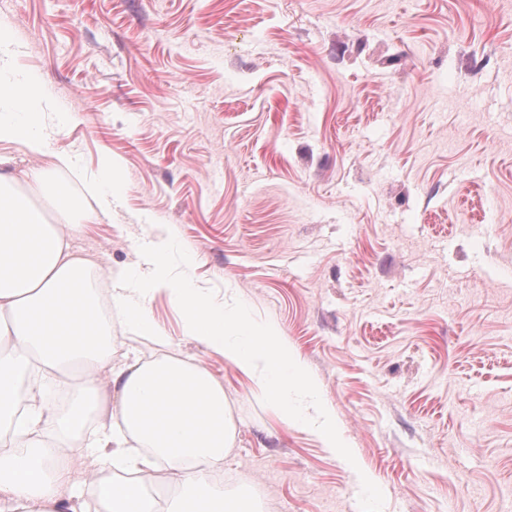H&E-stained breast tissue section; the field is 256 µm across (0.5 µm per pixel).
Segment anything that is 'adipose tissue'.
Masks as SVG:
<instances>
[{
    "label": "adipose tissue",
    "mask_w": 512,
    "mask_h": 512,
    "mask_svg": "<svg viewBox=\"0 0 512 512\" xmlns=\"http://www.w3.org/2000/svg\"><path fill=\"white\" fill-rule=\"evenodd\" d=\"M15 41L0 22V144L22 145L40 166L16 174L0 154V512H262L248 483L225 489L219 476L235 425L224 386L206 368L173 356L114 363L112 324L102 319L65 224L109 214L125 189L120 163L105 158L91 192L97 207L80 208L58 172L77 160L54 151L47 121L69 125L39 70L14 66ZM38 187L60 223L15 188ZM170 247L142 250L143 268L110 277L115 322L156 348L170 346L148 313L155 293L183 312L186 337L220 352L255 379L286 422L311 431L327 448L346 450L335 414L276 324L256 322L236 303L217 305L188 279L172 277ZM31 372L27 386L17 377ZM108 380L107 421L89 430ZM170 495H160L157 473Z\"/></svg>",
    "instance_id": "obj_1"
}]
</instances>
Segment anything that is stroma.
Returning a JSON list of instances; mask_svg holds the SVG:
<instances>
[{
	"instance_id": "obj_1",
	"label": "stroma",
	"mask_w": 512,
	"mask_h": 512,
	"mask_svg": "<svg viewBox=\"0 0 512 512\" xmlns=\"http://www.w3.org/2000/svg\"><path fill=\"white\" fill-rule=\"evenodd\" d=\"M77 119L51 132L107 270L173 237L175 276L281 329L348 455L149 313L224 386V459L265 512H512V0H0Z\"/></svg>"
}]
</instances>
